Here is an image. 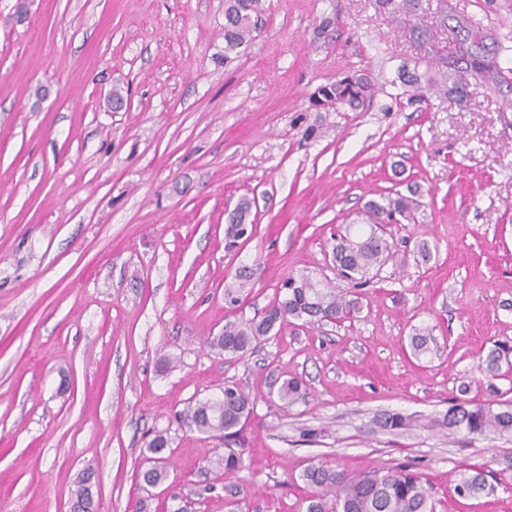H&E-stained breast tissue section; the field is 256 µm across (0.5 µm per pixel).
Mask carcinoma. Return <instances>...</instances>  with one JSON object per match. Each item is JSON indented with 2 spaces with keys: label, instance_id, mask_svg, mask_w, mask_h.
Listing matches in <instances>:
<instances>
[{
  "label": "carcinoma",
  "instance_id": "carcinoma-1",
  "mask_svg": "<svg viewBox=\"0 0 512 512\" xmlns=\"http://www.w3.org/2000/svg\"><path fill=\"white\" fill-rule=\"evenodd\" d=\"M379 7L391 15H418L420 0H378ZM259 0H224V58H229L247 43L256 29L255 18ZM458 27L467 31L471 43L461 49V59L472 60V69L486 81L497 82L502 78L506 60L499 58L498 50L485 51L488 34L472 17L457 15ZM404 83L409 87L410 97L423 98L436 87V82L423 80L418 71L404 73ZM322 99L334 98L342 104L354 106L374 95V84L364 76H346L335 83L319 89ZM417 202L406 197H387L386 203L370 201L366 206L369 233L359 234L354 225L347 224L333 236L332 255L335 259L336 280L355 288L370 282L372 271L378 270L394 253L378 225L397 223L403 219H414ZM253 201L240 200L228 215L225 237L234 243L244 232L251 215ZM247 274L241 270L231 282L224 284V302L236 306L240 293L247 286ZM286 294L266 309L261 315L245 322H227L221 334L209 341V347L226 355L242 356L272 335L274 329L288 319H303L307 323L322 321L341 322L350 318L356 310L357 301L347 297L338 288H325L308 276L290 277L284 284ZM433 336L431 329L415 330L410 337L413 354L423 356L431 353ZM480 373L490 379L505 376L512 371V346L506 342L496 343L484 361L478 364ZM278 397L286 406L304 399L305 389L297 378H289L278 388ZM254 407L249 394L234 383L224 384L221 395L198 401L182 412L187 427L201 434H219L229 440L237 437ZM441 424L449 429L464 430L469 434L489 436L512 434V401L498 398V390H492V398L477 402L458 398L448 407ZM168 448V439L158 434L147 444L146 451L154 465L142 473L148 486H156L167 478L163 466V453ZM242 450L229 448L217 457L214 467L228 475L242 467ZM299 478L312 489L307 512H433L431 488L419 473L406 467H375L359 474H349L342 469L324 463L307 466ZM497 485L488 480V472L481 468L466 469L460 473L453 492L460 498L492 494ZM72 508L75 512H91L93 497L86 483L78 485L72 493Z\"/></svg>",
  "mask_w": 512,
  "mask_h": 512
}]
</instances>
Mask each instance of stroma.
Segmentation results:
<instances>
[{"instance_id":"obj_1","label":"stroma","mask_w":512,"mask_h":512,"mask_svg":"<svg viewBox=\"0 0 512 512\" xmlns=\"http://www.w3.org/2000/svg\"><path fill=\"white\" fill-rule=\"evenodd\" d=\"M453 5L512 56V0H422L415 17L261 0L256 37L231 54L224 0H0V512H70L85 477L96 512H306L299 474L318 462L410 467L435 512H512V485L452 494L469 467L512 482V435L435 424L460 386L476 400L512 388L477 369L512 341V74L488 86L455 65ZM413 68L454 70L466 105L409 100ZM354 72L373 77L370 102L315 104ZM396 194L419 206L389 227L394 257L353 320L287 322L241 357L210 349L288 277L335 283L336 229ZM244 195L253 232L228 251ZM422 326L438 350L417 358ZM291 377L307 395L286 409ZM227 382L254 401L229 475L209 464L223 439L177 417ZM387 412L409 426L381 428ZM160 432L168 477L144 490ZM253 201L249 198L240 200L236 208L228 215L227 225L225 228V237L229 240L227 244H232L244 232V227L251 215Z\"/></svg>"}]
</instances>
